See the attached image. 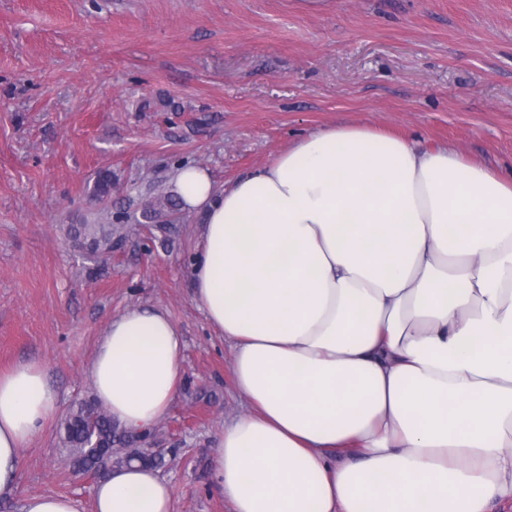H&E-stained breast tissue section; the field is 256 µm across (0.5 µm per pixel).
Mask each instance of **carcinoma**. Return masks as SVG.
Segmentation results:
<instances>
[{"label": "carcinoma", "mask_w": 512, "mask_h": 512, "mask_svg": "<svg viewBox=\"0 0 512 512\" xmlns=\"http://www.w3.org/2000/svg\"><path fill=\"white\" fill-rule=\"evenodd\" d=\"M180 204L172 195L160 196L148 203L143 216L151 223L173 224L179 220ZM70 238L81 245L85 256L112 248V228L96 224L70 227ZM145 435L136 434L112 420V415L94 402L75 405L64 422V445L69 448V463L78 472L106 471L112 466L141 462L154 469L166 464L173 448L161 451L145 448Z\"/></svg>", "instance_id": "obj_1"}]
</instances>
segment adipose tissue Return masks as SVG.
<instances>
[{
    "mask_svg": "<svg viewBox=\"0 0 512 512\" xmlns=\"http://www.w3.org/2000/svg\"><path fill=\"white\" fill-rule=\"evenodd\" d=\"M201 222L192 298L231 343L249 405L219 435L230 512H489L512 502V171L335 124L216 188L178 168ZM160 307L103 329L97 401L142 432L183 379ZM57 415L46 369L0 373V494ZM94 512H171L169 483L113 469Z\"/></svg>",
    "mask_w": 512,
    "mask_h": 512,
    "instance_id": "obj_1",
    "label": "adipose tissue"
}]
</instances>
